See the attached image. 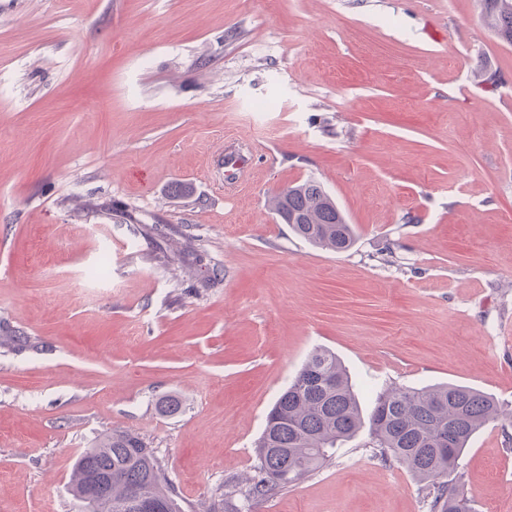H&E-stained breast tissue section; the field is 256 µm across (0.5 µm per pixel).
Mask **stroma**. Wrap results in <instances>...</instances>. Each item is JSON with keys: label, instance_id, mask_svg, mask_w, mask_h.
<instances>
[{"label": "stroma", "instance_id": "35a3bbf8", "mask_svg": "<svg viewBox=\"0 0 512 512\" xmlns=\"http://www.w3.org/2000/svg\"><path fill=\"white\" fill-rule=\"evenodd\" d=\"M479 15L478 0H0V320L45 344L0 349V512H83L72 464L114 430L154 448L184 512L239 503L266 415L317 347L366 406L446 383L499 399L506 416L447 481L470 512H512V45ZM228 150L253 160L229 181ZM307 179L353 225L348 251L272 213ZM157 224L190 264L158 261ZM251 512L428 500L363 432Z\"/></svg>", "mask_w": 512, "mask_h": 512}]
</instances>
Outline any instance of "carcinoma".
Instances as JSON below:
<instances>
[{"label":"carcinoma","instance_id":"carcinoma-1","mask_svg":"<svg viewBox=\"0 0 512 512\" xmlns=\"http://www.w3.org/2000/svg\"><path fill=\"white\" fill-rule=\"evenodd\" d=\"M481 18L497 39L512 45V0H479ZM271 210L309 244L344 252L354 230L323 186L312 179L272 199ZM0 348L36 349L28 336L0 325ZM503 414L490 395L468 386L441 384L387 388L375 397L368 417L336 357L316 348L267 415L257 442L258 464L246 480L245 497L269 498L298 483L332 456L339 441L368 427L379 458L406 466L432 480L429 512H466V503L439 478L459 468L474 434ZM112 475L102 493L85 499L88 483ZM73 496L87 512H126L131 495L164 500L166 512H182L154 449L131 431L114 430L96 439L75 459L70 473Z\"/></svg>","mask_w":512,"mask_h":512}]
</instances>
